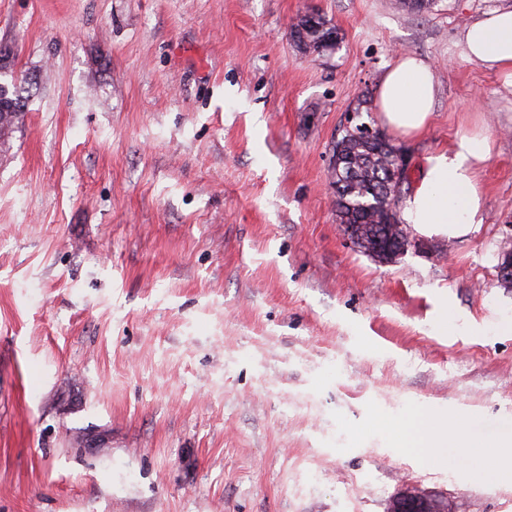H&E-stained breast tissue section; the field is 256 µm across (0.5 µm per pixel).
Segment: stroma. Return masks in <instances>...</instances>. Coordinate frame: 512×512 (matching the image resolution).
<instances>
[{"mask_svg":"<svg viewBox=\"0 0 512 512\" xmlns=\"http://www.w3.org/2000/svg\"><path fill=\"white\" fill-rule=\"evenodd\" d=\"M512 0H0L30 81L0 153V512H512L487 481L398 451L373 417L512 423V86L463 26ZM315 10L335 50H302ZM401 53L432 62L408 190L457 133L493 143L484 224L411 225L392 263L336 219L332 147ZM443 498L430 492L403 490L390 501L387 512H446Z\"/></svg>","mask_w":512,"mask_h":512,"instance_id":"stroma-1","label":"stroma"}]
</instances>
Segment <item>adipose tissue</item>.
I'll use <instances>...</instances> for the list:
<instances>
[{"label": "adipose tissue", "mask_w": 512, "mask_h": 512, "mask_svg": "<svg viewBox=\"0 0 512 512\" xmlns=\"http://www.w3.org/2000/svg\"><path fill=\"white\" fill-rule=\"evenodd\" d=\"M460 38L470 60L512 78V8L496 9L466 24ZM436 94L435 68L421 57L400 54L382 75L374 105L388 129L406 137L428 125ZM488 136L458 134L448 151L426 159L421 182L400 213L406 224L422 226L431 235L463 238L484 223V192L478 172L488 160ZM397 448H425L442 455L454 445V433L440 418L425 430L411 420L384 421Z\"/></svg>", "instance_id": "obj_1"}]
</instances>
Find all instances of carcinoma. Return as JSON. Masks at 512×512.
Segmentation results:
<instances>
[{"mask_svg":"<svg viewBox=\"0 0 512 512\" xmlns=\"http://www.w3.org/2000/svg\"><path fill=\"white\" fill-rule=\"evenodd\" d=\"M321 30L306 33L308 46L319 48L320 41L336 32L327 21H320ZM26 106V97L16 86V78L0 83V135L8 141L19 124ZM399 148L385 143L369 144L355 136V128L343 130L332 147L330 184L336 195L337 218L349 236L369 240L379 234L389 239L392 251L409 244L406 236L396 230L404 204L403 184L388 176L395 166Z\"/></svg>","mask_w":512,"mask_h":512,"instance_id":"1","label":"carcinoma"}]
</instances>
